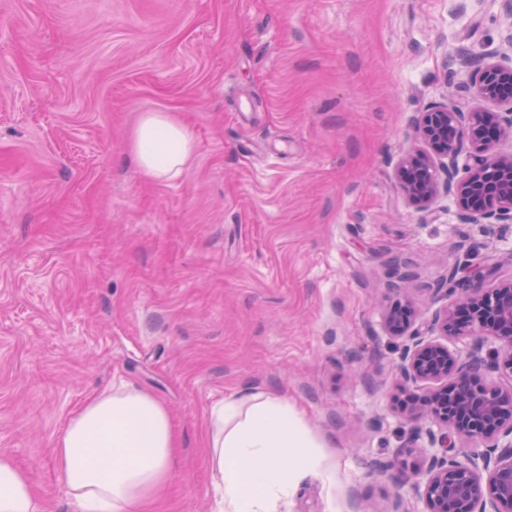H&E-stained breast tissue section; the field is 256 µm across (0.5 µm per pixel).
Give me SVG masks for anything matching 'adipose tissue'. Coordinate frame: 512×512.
I'll return each mask as SVG.
<instances>
[{
    "mask_svg": "<svg viewBox=\"0 0 512 512\" xmlns=\"http://www.w3.org/2000/svg\"><path fill=\"white\" fill-rule=\"evenodd\" d=\"M142 173L170 181L190 166L194 141L168 112H146L129 135ZM300 415L276 393L246 389L211 409L208 463L217 512H280L303 474L335 484ZM176 432L149 393L122 385L75 414L53 445L60 479L78 512H147L177 474ZM0 512H41L27 475L0 453Z\"/></svg>",
    "mask_w": 512,
    "mask_h": 512,
    "instance_id": "adipose-tissue-1",
    "label": "adipose tissue"
}]
</instances>
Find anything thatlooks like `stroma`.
I'll return each instance as SVG.
<instances>
[{
    "mask_svg": "<svg viewBox=\"0 0 512 512\" xmlns=\"http://www.w3.org/2000/svg\"><path fill=\"white\" fill-rule=\"evenodd\" d=\"M512 0H0V452L43 512H77L51 448L112 386L145 390L179 434L150 512H214V404L287 399L335 486L288 512H420L376 462L423 445L396 408L408 300L427 331L457 264L512 278V230L426 207L395 164L466 81L456 52L512 57ZM146 112L194 140L153 181L128 144ZM409 273L406 292L392 287Z\"/></svg>",
    "mask_w": 512,
    "mask_h": 512,
    "instance_id": "35a3bbf8",
    "label": "stroma"
}]
</instances>
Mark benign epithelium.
<instances>
[{
  "label": "benign epithelium",
  "mask_w": 512,
  "mask_h": 512,
  "mask_svg": "<svg viewBox=\"0 0 512 512\" xmlns=\"http://www.w3.org/2000/svg\"><path fill=\"white\" fill-rule=\"evenodd\" d=\"M458 61L469 72L461 91L501 110L464 112L460 100L430 106L417 123L425 147L398 163V187L411 201L425 206L443 186L459 201L465 222L511 224L512 153H498L496 145L512 139V63L467 55L458 56ZM466 143L471 151L460 168L458 157ZM461 271L481 277L484 269L464 266L448 275V282L440 287L457 298L436 316L433 326L444 337L469 339L466 354L421 335L406 312L385 314L389 335L411 340L403 355L402 379L428 385L406 409V417L429 418L441 431H426L425 445L403 448L377 468L412 467L419 477L422 512H512V278L490 290L458 288L456 284L468 281V276L458 277ZM486 336L500 343L489 360L482 355ZM490 369L498 370L507 382L478 383ZM452 438L481 444L483 450L450 458L447 448Z\"/></svg>",
  "instance_id": "7a95c632"
}]
</instances>
